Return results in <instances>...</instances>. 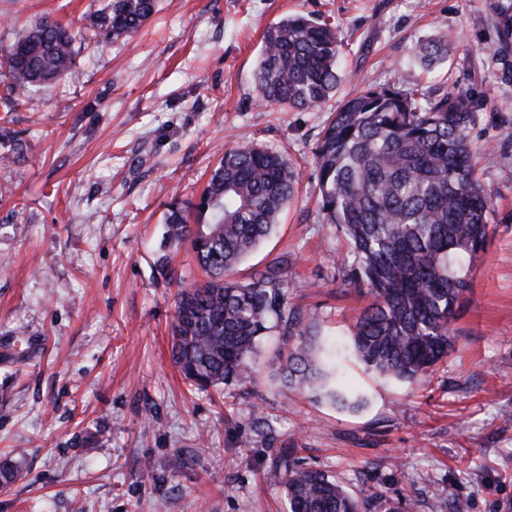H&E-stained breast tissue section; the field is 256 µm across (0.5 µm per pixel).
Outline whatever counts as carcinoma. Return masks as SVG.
I'll return each mask as SVG.
<instances>
[{
    "label": "carcinoma",
    "instance_id": "carcinoma-1",
    "mask_svg": "<svg viewBox=\"0 0 512 512\" xmlns=\"http://www.w3.org/2000/svg\"><path fill=\"white\" fill-rule=\"evenodd\" d=\"M160 0H107L94 44L128 39L159 11ZM342 41L331 24L287 15L264 36L254 72L261 104L307 111L324 105L342 80ZM412 56L425 73L448 56L443 38L423 40ZM8 102L36 87L76 77L74 35L49 18L16 32L6 54ZM474 104L435 94L367 86L347 98L322 130L315 152L320 210L348 242L351 281L368 298L351 325V346L365 370L422 385L454 349L452 327L467 301L474 262L492 231L494 201L481 179L483 153L466 135ZM296 192L287 159L253 141L224 149L194 204L173 200L160 247L187 244L207 276L186 284L167 254L160 273L176 283L171 357L200 390L249 383L261 343L282 336L276 373L288 387L326 391L347 409L360 403L337 386L336 352L318 344L317 320L289 297L288 257L246 282L240 264L273 233ZM198 219L191 224L189 210ZM268 479L283 486L288 512H370L371 493L355 497L318 470L278 458Z\"/></svg>",
    "mask_w": 512,
    "mask_h": 512
}]
</instances>
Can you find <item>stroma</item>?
<instances>
[{
    "mask_svg": "<svg viewBox=\"0 0 512 512\" xmlns=\"http://www.w3.org/2000/svg\"><path fill=\"white\" fill-rule=\"evenodd\" d=\"M103 2L0 0V50L41 17L80 38L79 82L13 103L22 149L0 161V457L20 465L0 512H288L265 479L284 453L415 512H512V0H162L136 36L89 50ZM310 12L337 30L343 82L312 111L258 105L265 30ZM441 35L448 60L420 80L471 100L468 138L495 155L455 351L418 387L346 360L356 413L275 381L268 347L250 383L191 387L170 355L177 287L157 270L172 195L197 202L245 137L286 157L295 197L237 277L287 256L293 302L343 345L366 300L319 209L320 133L361 86L403 87L413 46Z\"/></svg>",
    "mask_w": 512,
    "mask_h": 512,
    "instance_id": "stroma-1",
    "label": "stroma"
}]
</instances>
